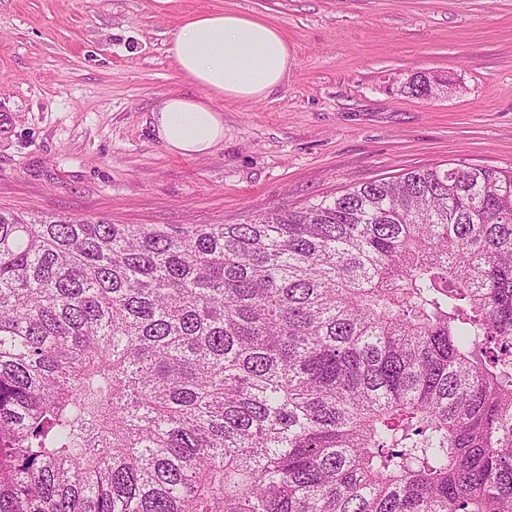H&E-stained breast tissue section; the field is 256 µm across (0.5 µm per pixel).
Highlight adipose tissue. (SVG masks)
<instances>
[{
    "label": "adipose tissue",
    "mask_w": 512,
    "mask_h": 512,
    "mask_svg": "<svg viewBox=\"0 0 512 512\" xmlns=\"http://www.w3.org/2000/svg\"><path fill=\"white\" fill-rule=\"evenodd\" d=\"M168 51L179 72L202 96L170 93L151 111L157 138L175 154L204 156L224 139L219 99L258 100L288 75V42L274 25L235 11L188 17Z\"/></svg>",
    "instance_id": "adipose-tissue-1"
}]
</instances>
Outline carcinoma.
Segmentation results:
<instances>
[{"mask_svg":"<svg viewBox=\"0 0 512 512\" xmlns=\"http://www.w3.org/2000/svg\"><path fill=\"white\" fill-rule=\"evenodd\" d=\"M0 512H512V171L244 224L0 210Z\"/></svg>","mask_w":512,"mask_h":512,"instance_id":"obj_1","label":"carcinoma"}]
</instances>
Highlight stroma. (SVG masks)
I'll return each instance as SVG.
<instances>
[{
    "label": "stroma",
    "instance_id": "1",
    "mask_svg": "<svg viewBox=\"0 0 512 512\" xmlns=\"http://www.w3.org/2000/svg\"><path fill=\"white\" fill-rule=\"evenodd\" d=\"M281 30L286 82L221 100L206 157L151 131L192 92L167 49L186 17ZM417 72L448 78L401 93ZM512 169V0H0V208L115 224H242L415 168Z\"/></svg>",
    "mask_w": 512,
    "mask_h": 512
}]
</instances>
